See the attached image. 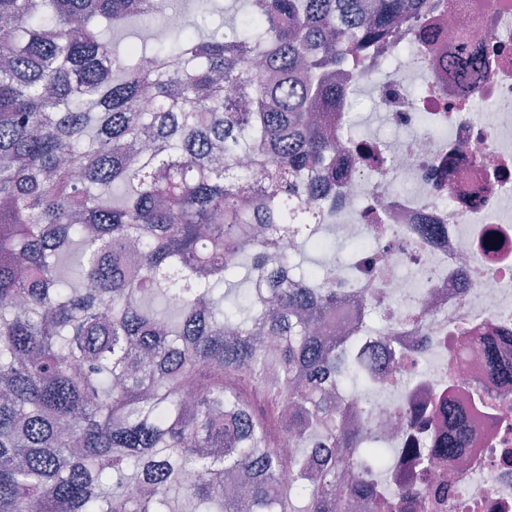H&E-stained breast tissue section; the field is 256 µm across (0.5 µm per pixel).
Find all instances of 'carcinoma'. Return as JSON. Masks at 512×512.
<instances>
[{
    "label": "carcinoma",
    "instance_id": "1",
    "mask_svg": "<svg viewBox=\"0 0 512 512\" xmlns=\"http://www.w3.org/2000/svg\"><path fill=\"white\" fill-rule=\"evenodd\" d=\"M244 4L166 49L114 35L165 23L155 0H0V512H343L358 490L332 392L361 369L312 330L336 272L282 240L324 220L332 73L433 4ZM191 5L224 15L168 8Z\"/></svg>",
    "mask_w": 512,
    "mask_h": 512
}]
</instances>
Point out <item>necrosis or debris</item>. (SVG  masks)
<instances>
[{
  "label": "necrosis or debris",
  "mask_w": 512,
  "mask_h": 512,
  "mask_svg": "<svg viewBox=\"0 0 512 512\" xmlns=\"http://www.w3.org/2000/svg\"><path fill=\"white\" fill-rule=\"evenodd\" d=\"M435 3L370 45L360 74H337L343 103L328 124L343 145L336 171L349 182L327 199V223L296 225L283 244L291 252L328 232L353 246L349 276L329 282L336 303L322 324L363 352L375 398L343 391L335 420L389 460L378 469L356 452L372 494L351 497L345 512H371L373 499L397 512H512V378L491 373L471 344L502 337L512 361V0ZM430 27L432 66L417 38ZM403 51L406 70L380 81ZM365 83L393 136L354 134L350 105ZM373 317L382 332H369ZM446 406L469 423L459 464L433 453Z\"/></svg>",
  "instance_id": "obj_1"
}]
</instances>
